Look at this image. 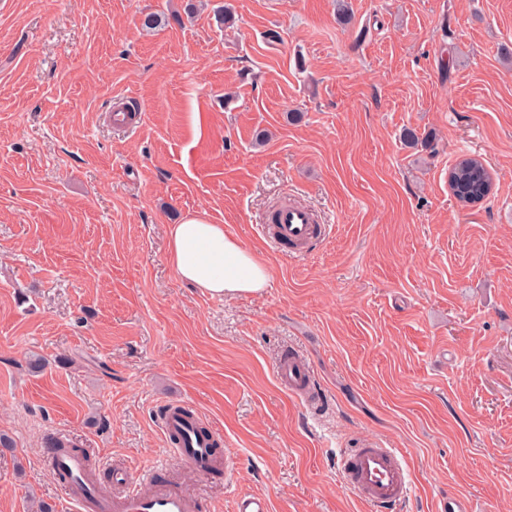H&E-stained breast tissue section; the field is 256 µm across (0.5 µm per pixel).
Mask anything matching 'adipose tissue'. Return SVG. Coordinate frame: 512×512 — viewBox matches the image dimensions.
Listing matches in <instances>:
<instances>
[{"label": "adipose tissue", "mask_w": 512, "mask_h": 512, "mask_svg": "<svg viewBox=\"0 0 512 512\" xmlns=\"http://www.w3.org/2000/svg\"><path fill=\"white\" fill-rule=\"evenodd\" d=\"M168 259L183 280L213 296L258 295L271 284L269 267L203 213L171 225Z\"/></svg>", "instance_id": "1"}]
</instances>
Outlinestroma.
Masks as SVG:
<instances>
[{
	"instance_id": "35a3bbf8",
	"label": "stroma",
	"mask_w": 512,
	"mask_h": 512,
	"mask_svg": "<svg viewBox=\"0 0 512 512\" xmlns=\"http://www.w3.org/2000/svg\"><path fill=\"white\" fill-rule=\"evenodd\" d=\"M349 3L343 26L336 0H0V512H72L58 439L104 481L166 465L200 512H372L339 475L372 443L410 470L393 512H512V0ZM463 155L494 184L473 207L448 187ZM284 201L324 220L299 260L261 231ZM195 212L266 292L178 276L168 229ZM287 350L321 417L279 385ZM167 401L223 434L231 479L172 464Z\"/></svg>"
}]
</instances>
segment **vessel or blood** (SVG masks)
Here are the masks:
<instances>
[{
	"mask_svg": "<svg viewBox=\"0 0 512 512\" xmlns=\"http://www.w3.org/2000/svg\"><path fill=\"white\" fill-rule=\"evenodd\" d=\"M267 232L278 249L289 250L292 257L298 258L321 237L322 228L313 210L285 203L277 208L276 222L268 226ZM275 371L283 388L305 399L308 406H315V399L306 394L312 385V374L305 359L293 352L284 353ZM159 425L174 455L188 467L203 474L214 469L230 473L222 437L212 426L202 424L198 412L189 411L187 404H164ZM49 467L77 512H196L197 509L189 495L158 485L151 470L136 478L123 471L113 472L112 482L118 485L119 491L107 496L98 491L96 480L89 475L88 460L82 454L56 453ZM339 473L356 497L374 507L403 502L410 488V473L400 450L380 444L350 450L340 460Z\"/></svg>",
	"mask_w": 512,
	"mask_h": 512,
	"instance_id": "vessel-or-blood-1",
	"label": "vessel or blood"
}]
</instances>
